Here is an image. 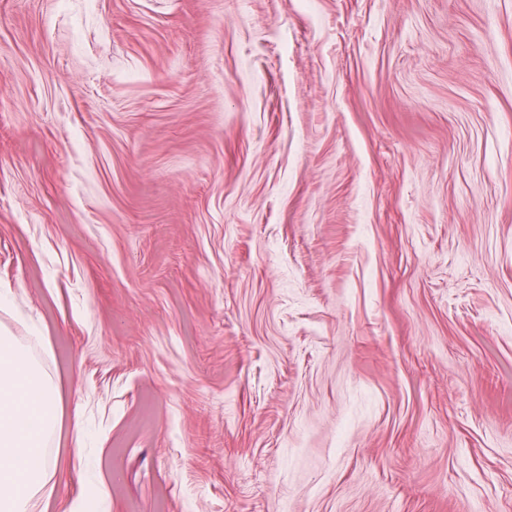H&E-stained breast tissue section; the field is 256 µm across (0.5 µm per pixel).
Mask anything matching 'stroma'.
I'll use <instances>...</instances> for the list:
<instances>
[{
  "label": "stroma",
  "instance_id": "obj_1",
  "mask_svg": "<svg viewBox=\"0 0 512 512\" xmlns=\"http://www.w3.org/2000/svg\"><path fill=\"white\" fill-rule=\"evenodd\" d=\"M3 288L43 512H512V0H0Z\"/></svg>",
  "mask_w": 512,
  "mask_h": 512
}]
</instances>
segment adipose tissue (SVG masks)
<instances>
[{"instance_id":"1","label":"adipose tissue","mask_w":512,"mask_h":512,"mask_svg":"<svg viewBox=\"0 0 512 512\" xmlns=\"http://www.w3.org/2000/svg\"><path fill=\"white\" fill-rule=\"evenodd\" d=\"M62 414L57 390L13 337L0 336V512H36L54 491L46 442Z\"/></svg>"}]
</instances>
